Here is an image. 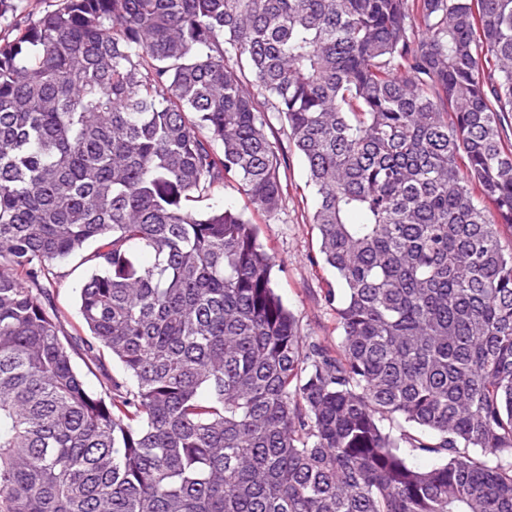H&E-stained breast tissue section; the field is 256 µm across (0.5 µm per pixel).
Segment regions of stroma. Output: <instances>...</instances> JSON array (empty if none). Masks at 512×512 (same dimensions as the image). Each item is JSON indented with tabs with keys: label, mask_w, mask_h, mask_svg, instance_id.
Instances as JSON below:
<instances>
[{
	"label": "stroma",
	"mask_w": 512,
	"mask_h": 512,
	"mask_svg": "<svg viewBox=\"0 0 512 512\" xmlns=\"http://www.w3.org/2000/svg\"><path fill=\"white\" fill-rule=\"evenodd\" d=\"M59 4L60 0H8L0 10V41L12 39L16 29ZM279 142L285 158L281 177L287 191L279 213L262 225L261 239L277 257V292L295 314L302 333L332 348L340 332L335 308L326 303L325 294L335 277L317 262L318 231L309 222L313 200L305 185L304 163L287 136H280ZM87 274V267L76 260L58 270L54 295L66 315L65 328L72 335L79 332V288Z\"/></svg>",
	"instance_id": "35a3bbf8"
}]
</instances>
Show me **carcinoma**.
Here are the masks:
<instances>
[{
    "label": "carcinoma",
    "instance_id": "obj_1",
    "mask_svg": "<svg viewBox=\"0 0 512 512\" xmlns=\"http://www.w3.org/2000/svg\"><path fill=\"white\" fill-rule=\"evenodd\" d=\"M274 118L334 349L253 219L284 201ZM511 123L512 0H63L19 28L0 512H512ZM229 185L245 207H196ZM75 256L80 353L51 289Z\"/></svg>",
    "mask_w": 512,
    "mask_h": 512
}]
</instances>
